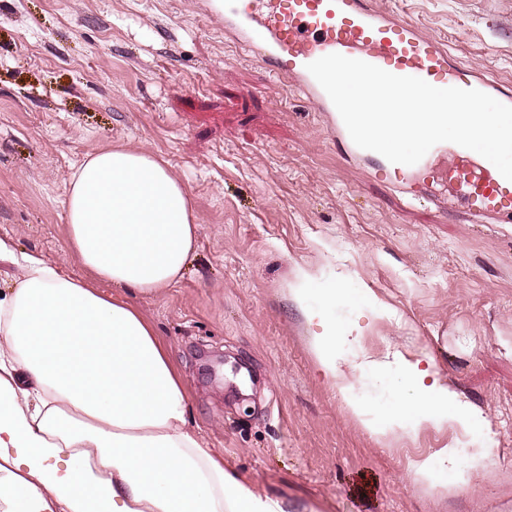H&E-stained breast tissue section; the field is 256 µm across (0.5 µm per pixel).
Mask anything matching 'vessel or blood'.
I'll list each match as a JSON object with an SVG mask.
<instances>
[{"label": "vessel or blood", "instance_id": "obj_1", "mask_svg": "<svg viewBox=\"0 0 512 512\" xmlns=\"http://www.w3.org/2000/svg\"><path fill=\"white\" fill-rule=\"evenodd\" d=\"M216 17L225 32L252 50L272 72L288 77L315 111L326 113L337 144L362 155L331 99L308 71L309 63L338 53L398 76H414L439 88L485 92L512 106V89L452 62L447 50L415 24L382 14L370 0H223ZM464 198L476 221L512 223V181L478 153L454 145L441 174Z\"/></svg>", "mask_w": 512, "mask_h": 512}]
</instances>
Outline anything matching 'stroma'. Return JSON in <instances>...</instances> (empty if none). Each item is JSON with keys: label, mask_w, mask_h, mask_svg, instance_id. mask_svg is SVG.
Masks as SVG:
<instances>
[{"label": "stroma", "mask_w": 512, "mask_h": 512, "mask_svg": "<svg viewBox=\"0 0 512 512\" xmlns=\"http://www.w3.org/2000/svg\"><path fill=\"white\" fill-rule=\"evenodd\" d=\"M512 84V0H372ZM168 162L195 206L180 281L130 293L168 345L189 420L224 465L292 512H512V223L422 208L380 159L346 155L322 113L225 35L208 0H0V237L67 264L66 193L114 144ZM369 293L338 306L345 357L426 355L486 417L494 456L456 427L366 429L385 383L343 394L317 365L292 302L295 271ZM454 445L443 487L416 466Z\"/></svg>", "instance_id": "obj_1"}]
</instances>
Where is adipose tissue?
Here are the masks:
<instances>
[{
  "mask_svg": "<svg viewBox=\"0 0 512 512\" xmlns=\"http://www.w3.org/2000/svg\"><path fill=\"white\" fill-rule=\"evenodd\" d=\"M67 237L83 275L38 253L0 296V493L9 512H288L242 483L188 426L170 352L134 304L107 286L151 295L177 283L196 244L192 198L164 160L126 146L89 154L68 182ZM294 302L321 331L311 350L338 378L347 331L336 306L372 297L296 271ZM399 373H392V366ZM363 373L395 388L371 429H482L481 411L420 362L364 356Z\"/></svg>",
  "mask_w": 512,
  "mask_h": 512,
  "instance_id": "adipose-tissue-1",
  "label": "adipose tissue"
}]
</instances>
